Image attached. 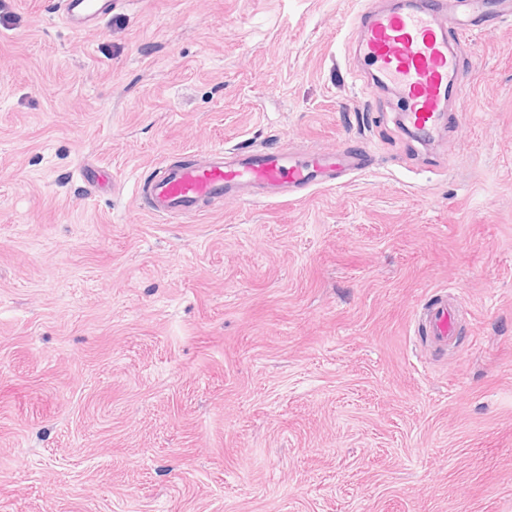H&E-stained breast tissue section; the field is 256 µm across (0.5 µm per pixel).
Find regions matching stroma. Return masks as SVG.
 <instances>
[{"mask_svg":"<svg viewBox=\"0 0 512 512\" xmlns=\"http://www.w3.org/2000/svg\"><path fill=\"white\" fill-rule=\"evenodd\" d=\"M372 0H0V512H512V18L424 144L364 94ZM372 151L176 223L205 147ZM112 173L98 189L83 162ZM450 289L448 355L413 313ZM117 0H58L56 12L67 29L79 33L102 24Z\"/></svg>","mask_w":512,"mask_h":512,"instance_id":"1","label":"stroma"}]
</instances>
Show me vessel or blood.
I'll return each mask as SVG.
<instances>
[{
    "instance_id": "b4317fda",
    "label": "vessel or blood",
    "mask_w": 512,
    "mask_h": 512,
    "mask_svg": "<svg viewBox=\"0 0 512 512\" xmlns=\"http://www.w3.org/2000/svg\"><path fill=\"white\" fill-rule=\"evenodd\" d=\"M116 0H57L67 29L81 32L102 24ZM512 17V0H392L366 8L355 21L360 33L355 53L373 69L374 87L394 86L404 109L401 122L425 141L442 122L459 123L461 111L448 110L465 91V65L456 44L477 30L486 16ZM205 161L169 164L138 187L143 209L173 222L218 203L244 197L298 200L313 190L333 187L366 172L372 156L347 144L323 152L275 148L205 149ZM418 334L447 351L459 327V309L440 295L414 312Z\"/></svg>"
}]
</instances>
